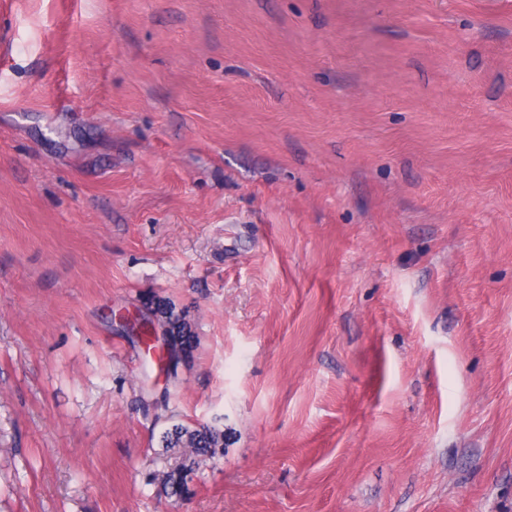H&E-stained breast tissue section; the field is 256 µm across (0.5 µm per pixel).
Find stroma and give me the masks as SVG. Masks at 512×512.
I'll return each instance as SVG.
<instances>
[{"label": "stroma", "mask_w": 512, "mask_h": 512, "mask_svg": "<svg viewBox=\"0 0 512 512\" xmlns=\"http://www.w3.org/2000/svg\"><path fill=\"white\" fill-rule=\"evenodd\" d=\"M0 24V512H512V0ZM164 394L224 423L180 497ZM166 310H169L172 312V315H175L172 307ZM175 317L176 319L174 320L169 317L164 324L169 325L171 327V331H175V335L180 342L182 352L186 355L187 358H190L197 344L196 336H193L191 328L188 322H186L185 318L179 315H175Z\"/></svg>", "instance_id": "35a3bbf8"}]
</instances>
